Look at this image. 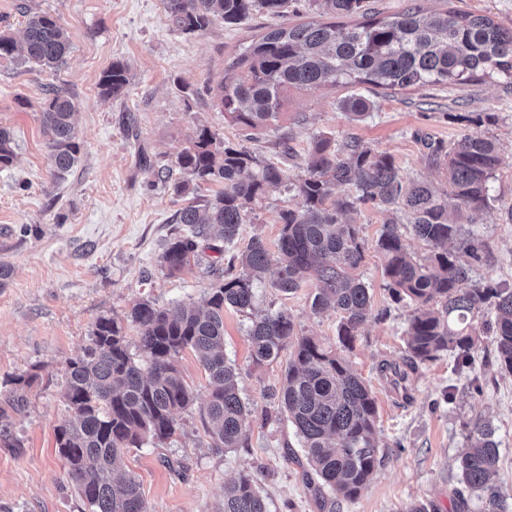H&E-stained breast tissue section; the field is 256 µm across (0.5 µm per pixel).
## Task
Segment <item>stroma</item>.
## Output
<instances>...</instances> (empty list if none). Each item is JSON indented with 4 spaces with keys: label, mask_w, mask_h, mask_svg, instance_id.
I'll return each mask as SVG.
<instances>
[{
    "label": "stroma",
    "mask_w": 512,
    "mask_h": 512,
    "mask_svg": "<svg viewBox=\"0 0 512 512\" xmlns=\"http://www.w3.org/2000/svg\"><path fill=\"white\" fill-rule=\"evenodd\" d=\"M416 5L427 12L468 10L512 28V0H369L386 17ZM56 17L70 52L56 71L0 57V128L13 137L15 159L0 170V264L11 267L0 285V512H88L58 452L56 432L68 414L62 398L67 363L81 355L98 318H125L133 303L167 308L203 304L231 257L253 236L275 248L279 213L297 198L272 192L224 252L200 247L176 275L160 267L171 238L190 234L177 223L180 208L203 205L218 190L208 184L178 196L185 175L176 155L206 127L279 167L288 181L306 177L318 138L336 147L352 140L392 157L408 181L447 189L444 171L424 159V139L450 145L478 133L495 141L499 164L490 181L492 201L467 230L486 260L473 279L512 288V80L482 78L466 85L368 90L373 108L361 120L340 107L356 89L322 85L291 92L278 122L244 137L224 116L217 85L227 64L264 31L314 20L308 0H289L285 15L254 12L236 26L214 22L185 35L170 29L162 0H0V32L20 37L27 13ZM128 65L125 97L98 89L112 62ZM57 86L77 104L81 155L62 179L50 174L47 138L40 124L47 88ZM351 218L365 241L359 277L370 288L373 314L352 348L337 338L339 314L312 308L314 283L292 294L274 288L273 274L254 283L257 311L285 310L296 335L331 346L359 374L377 404L379 464L352 500L315 494L302 478L307 462L287 417L277 411L287 357L254 364L249 314L224 311V353L239 372L250 413L248 445L213 447L197 405L177 415L175 434L124 454L125 469L140 483L149 512H221L224 486L243 472L257 474L269 512H408L425 504L457 512L465 487L455 458L469 444L470 425L489 421L499 441L496 483L512 495V375L501 372L487 335L473 361L458 367L444 352L420 365L405 391L380 373L398 361L407 343L412 307L394 302L376 247L387 219L373 203Z\"/></svg>",
    "instance_id": "stroma-1"
}]
</instances>
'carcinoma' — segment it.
Wrapping results in <instances>:
<instances>
[{
    "mask_svg": "<svg viewBox=\"0 0 512 512\" xmlns=\"http://www.w3.org/2000/svg\"><path fill=\"white\" fill-rule=\"evenodd\" d=\"M173 30L201 33L216 20L237 25L255 11L282 15L288 0H163ZM329 22L281 25L262 34L224 70L219 100L242 130L262 128L284 115L291 90L324 84L370 85L383 90L467 84L477 76L512 79V29L466 10L425 14L410 7L379 18L365 0H310ZM360 17L362 21L350 23ZM69 40L55 17L28 16L22 42L0 34V57L57 70L66 62ZM128 68L114 62L99 79L106 97L127 92ZM342 108L355 118L371 109L354 94ZM73 98L60 88L46 91L40 122L48 137L50 166L58 179L79 161L80 143ZM11 134L0 129V168L15 159ZM429 165L443 169L454 208L431 186L406 181L393 159L353 141L342 153L328 137L311 152L308 175L288 183L282 170L262 163L243 147L224 142L207 127L177 154L176 164L195 187L219 183L222 189L203 207L188 205L178 223L193 227L171 241L160 266L173 274L190 262L198 239L210 235L234 243L241 225L266 195L282 188L299 203L280 212L276 251L259 236L239 258L241 271L228 267L212 288L205 307L180 302L159 308L136 302L128 315L139 333L130 351L123 323L102 316L83 353L68 362L63 398L69 415L57 429L59 452L67 473L91 512H148L135 479L119 473L124 452L144 440L163 442L177 426L176 415L195 401L177 367L193 351L208 375L210 388L200 412L214 447L245 448L249 408L238 388V373L224 355V308L252 313L254 281L273 266L274 287L289 294L308 280L317 282L312 308L340 314L339 343L351 347L359 328L372 315L370 288L355 274L364 260L359 227L347 215L359 203L390 211L402 204L413 235L432 248L424 260L413 258L402 241L398 220L391 218L377 241L384 275L394 302L414 304L409 317L406 355L380 367L401 388L409 373L442 352H453L468 365L474 346L473 322L486 308L501 369L512 373V289L485 283L463 287L483 262L482 244L462 234V219L489 206V182L499 158L496 144L471 133L447 147L426 141ZM348 186L355 195L337 196ZM454 249H448V244ZM257 365L291 349L277 406L299 436L306 460L320 483L345 499L355 498L379 463L375 438L377 407L362 378L331 347L311 336H298L286 311L257 316L248 330ZM477 444L456 458L460 481L477 494L483 512H509L502 487L492 481L499 462V442L487 422L473 424ZM224 512H269L266 496L252 474L224 486Z\"/></svg>",
    "mask_w": 512,
    "mask_h": 512,
    "instance_id": "carcinoma-1",
    "label": "carcinoma"
}]
</instances>
